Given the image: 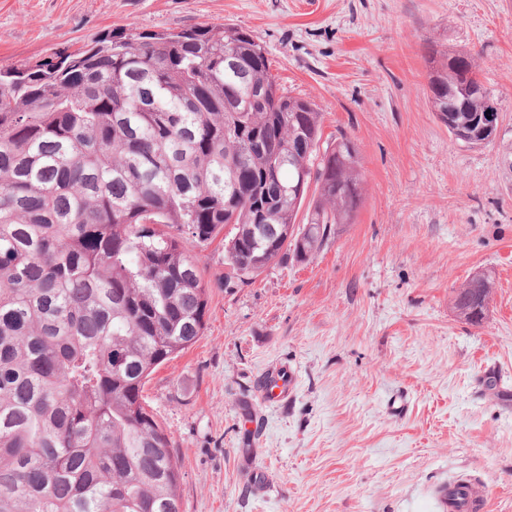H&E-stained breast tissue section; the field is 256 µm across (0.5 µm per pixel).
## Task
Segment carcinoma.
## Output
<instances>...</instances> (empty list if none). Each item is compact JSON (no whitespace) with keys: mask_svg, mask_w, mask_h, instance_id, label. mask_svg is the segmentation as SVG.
<instances>
[{"mask_svg":"<svg viewBox=\"0 0 512 512\" xmlns=\"http://www.w3.org/2000/svg\"><path fill=\"white\" fill-rule=\"evenodd\" d=\"M430 63L452 139L511 151L512 133L477 121L476 57ZM321 139L320 109L280 91L257 37L231 25L108 34L0 70V512H181L143 389L203 332L191 250L231 226L227 282L314 258L364 199L356 144L321 153ZM492 287L472 276L452 308L481 324Z\"/></svg>","mask_w":512,"mask_h":512,"instance_id":"cac0c4a2","label":"carcinoma"}]
</instances>
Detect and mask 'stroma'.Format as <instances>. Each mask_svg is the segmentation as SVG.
<instances>
[{"label": "stroma", "instance_id": "obj_1", "mask_svg": "<svg viewBox=\"0 0 512 512\" xmlns=\"http://www.w3.org/2000/svg\"><path fill=\"white\" fill-rule=\"evenodd\" d=\"M224 24L319 107L323 142L354 140L365 195L315 259L229 288L223 238L194 248L203 333L143 392L183 512H438L436 488L460 474L487 512H512V176L438 120L428 56L478 54L512 130V0H0V69L107 33ZM478 272L495 288L475 326L450 299ZM283 364L296 386L265 406L257 385Z\"/></svg>", "mask_w": 512, "mask_h": 512}]
</instances>
